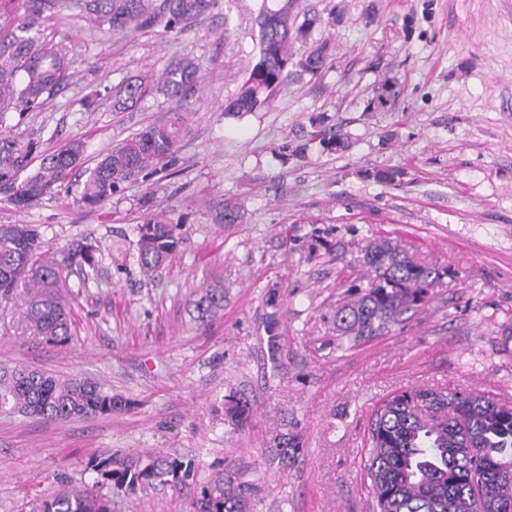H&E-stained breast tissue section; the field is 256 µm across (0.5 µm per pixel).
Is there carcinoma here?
<instances>
[{"mask_svg": "<svg viewBox=\"0 0 512 512\" xmlns=\"http://www.w3.org/2000/svg\"><path fill=\"white\" fill-rule=\"evenodd\" d=\"M217 0H0V195L24 211L53 197L80 165L84 145L73 140L40 155L36 143L6 133L10 112L42 108L69 76L63 47L40 36L50 19L87 17L103 34L160 22L174 31L204 17ZM297 0H261L256 16L258 56L226 112H254L266 103L297 67L313 76L327 66V47L318 46L298 61L291 47L322 25L317 14L294 12ZM200 65L186 56L161 76L126 80L115 87L112 107L134 111L149 99L181 100L196 84ZM186 113L164 117L116 144L86 170L80 202L96 207L128 184L168 171L177 163L180 144L188 134ZM214 224H238L241 209L232 199L209 204ZM181 224L164 214L147 212L135 228V258L142 277L152 280L182 243ZM97 246L85 238L75 242L62 260L44 249L34 224H0V300L26 288V319L38 335L53 344L71 336L70 311L62 266L99 273ZM367 285L356 300L336 310V328L347 342L377 336L400 317L427 304L442 276L448 274L390 238L369 243L363 254ZM224 309V286L198 291L194 310L205 324ZM268 359L282 366L284 348L279 322L271 315L265 325ZM226 416L240 425L251 412L249 400L232 394ZM130 402L81 377L62 379L28 366L0 363V414H22L45 420L111 415ZM301 451L300 436L277 432L267 448L269 460L285 469ZM365 470L373 496L372 512H512V401L483 392L453 389L436 393L411 388L387 398L371 418L366 441ZM88 469L96 474L91 486L68 485L43 501L39 512H111L101 489L110 486L129 495L158 486L193 487L194 512H254L259 486L245 479L246 470L227 464L203 483L194 482L190 459L161 451L95 457Z\"/></svg>", "mask_w": 512, "mask_h": 512, "instance_id": "obj_1", "label": "carcinoma"}]
</instances>
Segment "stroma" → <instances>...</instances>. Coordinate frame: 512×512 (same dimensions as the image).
Masks as SVG:
<instances>
[{"mask_svg":"<svg viewBox=\"0 0 512 512\" xmlns=\"http://www.w3.org/2000/svg\"><path fill=\"white\" fill-rule=\"evenodd\" d=\"M323 23L295 56L326 45L319 76L296 72L256 111L228 115L256 60L258 0H219L196 24L102 35L86 18L50 20L70 78L14 132L51 151L84 144L83 178L134 132L179 109L190 131L178 164L89 209L61 190L25 212L0 200V224L39 225L56 257L96 241L103 272L65 269L71 338L33 335L20 301L0 303V362L90 378L130 400L108 416L0 415V512H37L68 484H92L94 456L162 451L193 460L196 481L236 460L260 492L255 512H371L364 469L370 419L391 393L469 388L512 400V0H299ZM198 59L183 101L116 112L103 87ZM338 137L324 147L321 135ZM396 178L379 181L377 172ZM182 224L184 244L154 281L132 252L145 195ZM230 198L239 224L204 203ZM386 237L448 270L426 306L384 335L341 350L336 309L367 285L362 247ZM224 282V309L194 320L200 286ZM276 314L285 367L273 374L264 323ZM252 411L235 427L226 397ZM298 459L267 458L276 432ZM112 512H192L191 489L109 490ZM301 439L298 434L279 431L267 448L268 458L271 462H277L280 468H288V464L294 461L301 451Z\"/></svg>","mask_w":512,"mask_h":512,"instance_id":"obj_1","label":"stroma"}]
</instances>
